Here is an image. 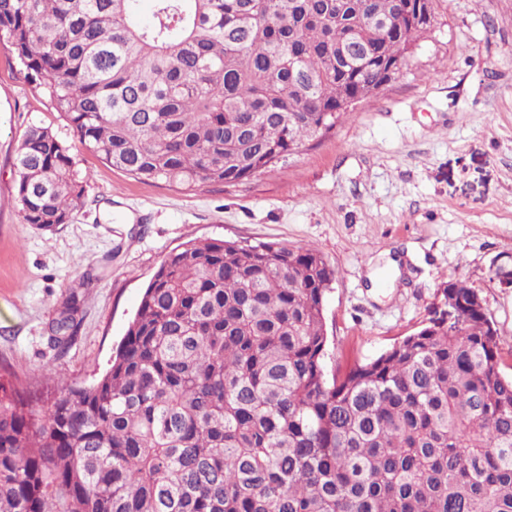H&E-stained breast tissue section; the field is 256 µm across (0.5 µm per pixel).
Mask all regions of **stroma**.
Segmentation results:
<instances>
[{"label": "stroma", "mask_w": 512, "mask_h": 512, "mask_svg": "<svg viewBox=\"0 0 512 512\" xmlns=\"http://www.w3.org/2000/svg\"><path fill=\"white\" fill-rule=\"evenodd\" d=\"M50 128L87 180L71 223H23L12 162ZM194 239L317 248L336 271L323 365L369 362L427 321L459 277L512 374V0H437L406 64L319 141L235 184L183 193L88 152L0 47V371L43 403L106 372L161 261ZM78 326L58 347L67 302Z\"/></svg>", "instance_id": "obj_1"}]
</instances>
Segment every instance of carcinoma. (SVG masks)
<instances>
[{"label":"carcinoma","instance_id":"cac0c4a2","mask_svg":"<svg viewBox=\"0 0 512 512\" xmlns=\"http://www.w3.org/2000/svg\"><path fill=\"white\" fill-rule=\"evenodd\" d=\"M0 0V44L79 143L144 181L231 184L336 126L427 29L404 0ZM24 223L68 224L70 147L31 126ZM335 270L312 247L199 239L161 262L91 387L0 378V512H512V375L477 292L323 366ZM69 304L55 343L77 326Z\"/></svg>","mask_w":512,"mask_h":512}]
</instances>
